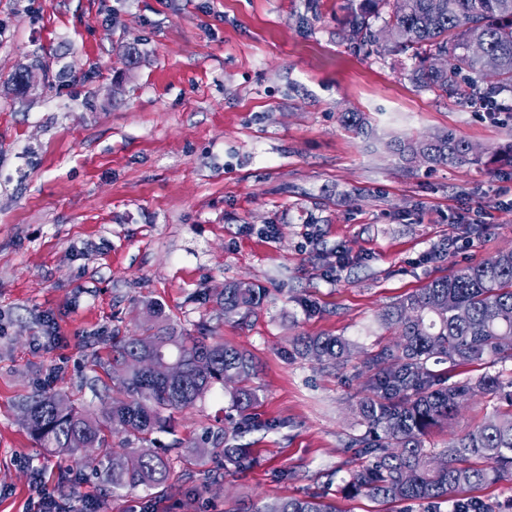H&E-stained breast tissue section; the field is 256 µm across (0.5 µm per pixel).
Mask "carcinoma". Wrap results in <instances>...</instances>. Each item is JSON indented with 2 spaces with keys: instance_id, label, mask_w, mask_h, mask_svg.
Listing matches in <instances>:
<instances>
[{
  "instance_id": "obj_1",
  "label": "carcinoma",
  "mask_w": 512,
  "mask_h": 512,
  "mask_svg": "<svg viewBox=\"0 0 512 512\" xmlns=\"http://www.w3.org/2000/svg\"><path fill=\"white\" fill-rule=\"evenodd\" d=\"M342 40L355 50L379 47L405 57L406 76L418 88L478 100L498 111L512 96V0H349ZM383 21L378 28L375 22ZM396 33L387 44L386 32ZM480 42L497 60V78L489 81L470 46ZM448 57L445 68L432 59ZM346 126L369 134L362 112H345ZM392 153L410 166L471 167L481 163L472 144L453 132L406 137L391 142ZM265 289L239 281L224 286L216 302L242 322L260 306ZM150 323L142 332L112 337L109 365L119 372L112 403L99 417H89L66 397L45 390L22 407L25 426L43 448L61 458L83 448H108L114 434L124 435L128 451L87 458L84 464L105 475L112 495L142 487L163 486L170 459L144 444L171 415L190 409L228 377L235 379L232 407L239 416L236 432L255 421L257 393L253 357L211 336H183L159 325L162 308L149 305ZM396 339L366 354L373 375L369 394L356 414L365 431L355 439L360 462L348 468L343 492L379 502L418 503L426 512H504L464 488L480 489L512 479V411L483 421L448 441L437 455L425 448L428 432L457 413L459 402L476 392L501 396L512 407V379L502 372L453 379L462 365L512 362V251L494 262H470L432 280L380 314ZM292 345L302 357L345 363L352 344L341 336H296ZM224 460V473H236L253 459L244 447L197 448ZM241 512H335L320 496L288 497Z\"/></svg>"
}]
</instances>
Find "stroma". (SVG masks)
I'll use <instances>...</instances> for the list:
<instances>
[{
	"instance_id": "stroma-1",
	"label": "stroma",
	"mask_w": 512,
	"mask_h": 512,
	"mask_svg": "<svg viewBox=\"0 0 512 512\" xmlns=\"http://www.w3.org/2000/svg\"><path fill=\"white\" fill-rule=\"evenodd\" d=\"M347 0H0V512H27L39 483L98 512H237L325 494L338 512H400L342 487L363 432L365 354L394 340L380 312L456 266L512 249V112L415 88L397 57L336 31ZM139 50L127 65V46ZM33 69L27 95L5 91ZM367 113L372 131L343 113ZM452 131L472 167L408 169L392 140ZM247 280L268 296L248 321L215 296ZM162 305L180 334L250 353L259 428L234 435L231 392L176 414L168 489L122 497L82 461L28 434L20 407L50 387L91 415L110 393L94 365L113 333ZM54 322L57 337L45 333ZM297 336H341L349 362L295 354ZM463 401L431 430L438 451L495 410ZM248 447L217 475L207 453ZM207 453L214 455L215 458L219 457L224 460V473L233 474L240 470H243L247 466L253 463V459L249 455L248 448L226 446L224 448H212L208 449Z\"/></svg>"
}]
</instances>
